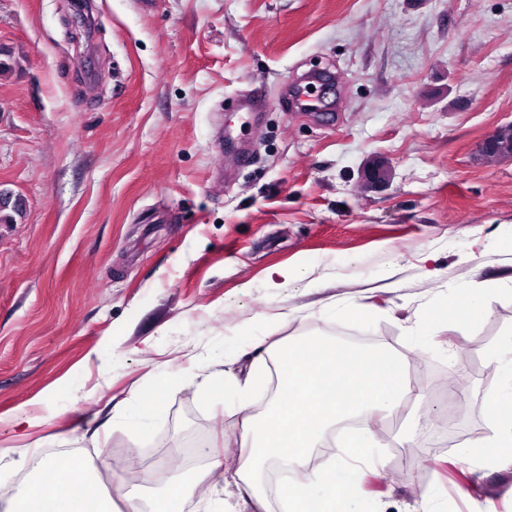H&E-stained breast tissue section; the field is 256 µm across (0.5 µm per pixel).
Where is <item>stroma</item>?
I'll return each mask as SVG.
<instances>
[{
  "label": "stroma",
  "mask_w": 512,
  "mask_h": 512,
  "mask_svg": "<svg viewBox=\"0 0 512 512\" xmlns=\"http://www.w3.org/2000/svg\"><path fill=\"white\" fill-rule=\"evenodd\" d=\"M318 67L339 79L330 114L289 97ZM255 91L266 108L239 110ZM511 123L512 0H0V189L24 201L0 224V512L96 438L106 485L150 491L175 453L199 470V441L236 464L250 361L224 346L263 333L407 354L413 393L381 425L391 477L360 489L372 512H418L436 484L435 512H512V466L464 453L512 295L427 350L412 335L448 289L512 279V157L481 152ZM280 268L301 276L267 287ZM353 303L368 322L322 317Z\"/></svg>",
  "instance_id": "stroma-1"
}]
</instances>
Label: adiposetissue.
Listing matches in <instances>:
<instances>
[{
  "mask_svg": "<svg viewBox=\"0 0 512 512\" xmlns=\"http://www.w3.org/2000/svg\"><path fill=\"white\" fill-rule=\"evenodd\" d=\"M499 287L452 288L446 315L459 326H472L491 311ZM406 354L347 345L324 335L304 336L279 352V392L266 410L240 420L237 475L244 484L254 512H269L265 494L255 479L254 461H275L295 473L282 488L287 512H369L359 491V475L348 457L382 461V444L376 418L400 410L407 394ZM489 363L497 386L489 397L493 417L489 435L478 454L493 465L507 463L505 449L512 447V330L494 345ZM359 420L362 431L344 445L345 456L328 470L311 469L314 448L328 428ZM102 453L75 458L69 469L45 463L27 485L13 512H112L122 501L126 512H181L184 500L206 486L210 476L223 473L224 458L209 455L204 469L190 479L173 480L150 508H143L138 491L117 486L114 497H104L96 480ZM54 489L45 495L44 486Z\"/></svg>",
  "mask_w": 512,
  "mask_h": 512,
  "instance_id": "ef3b65f1",
  "label": "adipose tissue"
}]
</instances>
